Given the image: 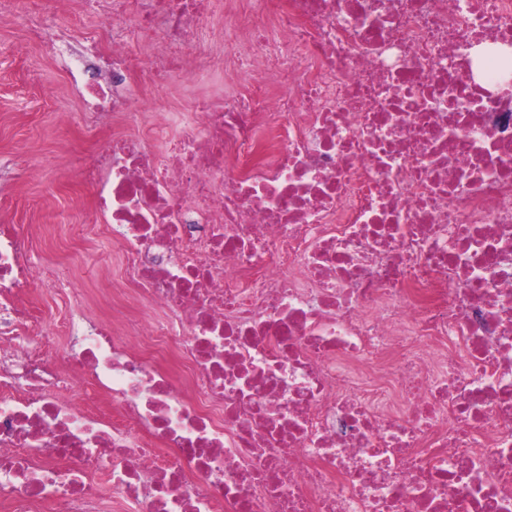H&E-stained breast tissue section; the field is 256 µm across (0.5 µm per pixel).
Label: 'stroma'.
<instances>
[{"instance_id": "1", "label": "stroma", "mask_w": 512, "mask_h": 512, "mask_svg": "<svg viewBox=\"0 0 512 512\" xmlns=\"http://www.w3.org/2000/svg\"><path fill=\"white\" fill-rule=\"evenodd\" d=\"M63 8L47 0L40 14L20 11L0 26V224L44 225L55 234L85 219L90 192L61 143L57 115L79 112L66 59L55 49ZM41 323L53 327L72 308L61 288L30 290Z\"/></svg>"}]
</instances>
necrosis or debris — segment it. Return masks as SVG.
I'll list each match as a JSON object with an SVG mask.
<instances>
[{
	"instance_id": "1",
	"label": "necrosis or debris",
	"mask_w": 512,
	"mask_h": 512,
	"mask_svg": "<svg viewBox=\"0 0 512 512\" xmlns=\"http://www.w3.org/2000/svg\"><path fill=\"white\" fill-rule=\"evenodd\" d=\"M94 2L122 271L0 225V512H512V0ZM134 82L149 112H168L171 105V95L168 90L155 85L144 74L135 77ZM28 300L34 302L41 314V323L47 328L66 320L72 314V307L63 288L32 287Z\"/></svg>"
}]
</instances>
